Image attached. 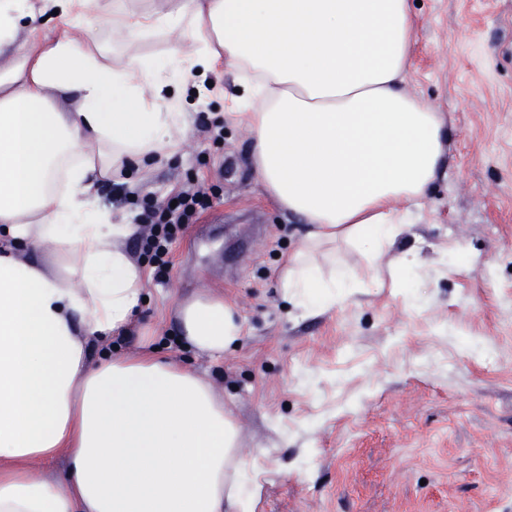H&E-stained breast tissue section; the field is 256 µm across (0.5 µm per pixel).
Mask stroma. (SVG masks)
<instances>
[{
  "label": "stroma",
  "instance_id": "stroma-1",
  "mask_svg": "<svg viewBox=\"0 0 512 512\" xmlns=\"http://www.w3.org/2000/svg\"><path fill=\"white\" fill-rule=\"evenodd\" d=\"M414 12L408 86L442 112L451 161L395 245L426 261L412 287L364 288L309 316L281 299L277 274L305 227L256 181L248 128L224 118L232 72L177 82L190 127L175 154L102 190L133 224L143 200L207 194L141 320L233 404L241 454L259 463L254 512H512V0ZM204 80L217 90L205 101ZM455 243L467 266L443 258ZM201 289L245 319L220 360L176 342L175 303Z\"/></svg>",
  "mask_w": 512,
  "mask_h": 512
}]
</instances>
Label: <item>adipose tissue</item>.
I'll return each mask as SVG.
<instances>
[{"label": "adipose tissue", "mask_w": 512, "mask_h": 512, "mask_svg": "<svg viewBox=\"0 0 512 512\" xmlns=\"http://www.w3.org/2000/svg\"><path fill=\"white\" fill-rule=\"evenodd\" d=\"M111 13L132 42L178 29L193 50L116 64L93 0H0V512H252L255 471L209 382L153 348L90 354L91 338L129 334L148 283L124 247L134 225L113 222L99 189L174 149L187 115L168 64L223 67L240 77L230 102L253 172L306 226L279 270L293 307L414 278L416 252L380 260L437 181L449 131L406 87L412 0H113ZM47 243L52 266L37 256ZM339 243L368 260L362 277L317 261ZM176 319L214 358L245 333L220 294L179 301Z\"/></svg>", "instance_id": "ef3b65f1"}]
</instances>
